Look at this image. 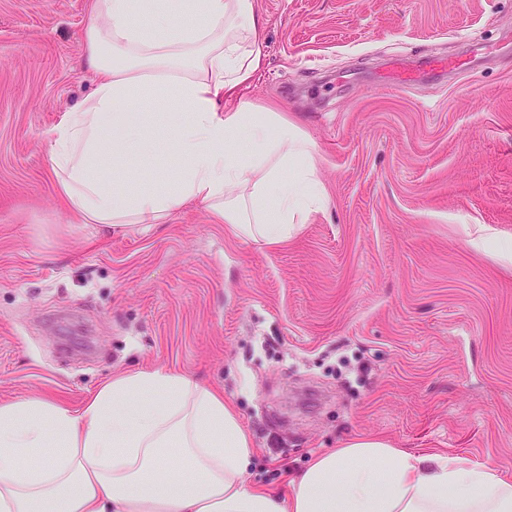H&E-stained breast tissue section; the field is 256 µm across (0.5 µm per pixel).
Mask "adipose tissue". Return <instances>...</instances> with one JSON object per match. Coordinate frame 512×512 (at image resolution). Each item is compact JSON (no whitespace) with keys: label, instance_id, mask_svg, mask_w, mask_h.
<instances>
[{"label":"adipose tissue","instance_id":"1","mask_svg":"<svg viewBox=\"0 0 512 512\" xmlns=\"http://www.w3.org/2000/svg\"><path fill=\"white\" fill-rule=\"evenodd\" d=\"M263 28L256 0H89L94 88L47 152L79 223L147 230L202 205L229 235L277 248L323 210L311 140L235 98L261 66ZM162 141L179 167L143 181L138 162ZM252 456L223 394L169 369L128 371L76 410L0 403V512H512L496 468L382 439L320 453L282 491L249 487Z\"/></svg>","mask_w":512,"mask_h":512}]
</instances>
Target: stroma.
<instances>
[{
	"label": "stroma",
	"mask_w": 512,
	"mask_h": 512,
	"mask_svg": "<svg viewBox=\"0 0 512 512\" xmlns=\"http://www.w3.org/2000/svg\"><path fill=\"white\" fill-rule=\"evenodd\" d=\"M241 99L314 142L324 210L288 244L195 207L151 231L73 223L47 161L86 0H0V402L78 409L163 367L223 392L277 489L355 436L512 478V0H259ZM464 55L405 92L393 56Z\"/></svg>",
	"instance_id": "35a3bbf8"
}]
</instances>
